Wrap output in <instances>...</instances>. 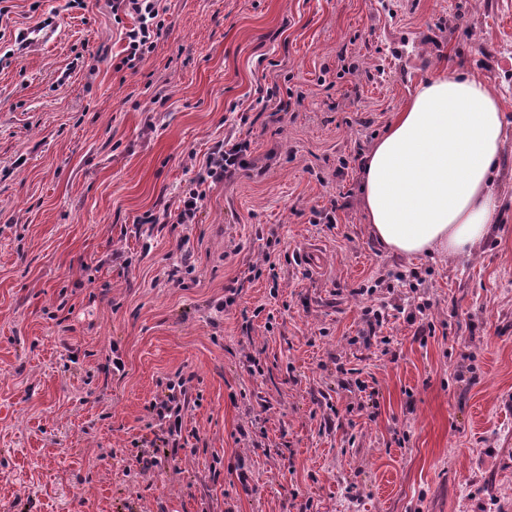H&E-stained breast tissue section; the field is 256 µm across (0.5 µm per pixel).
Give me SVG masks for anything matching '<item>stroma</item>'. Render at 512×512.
I'll use <instances>...</instances> for the list:
<instances>
[{"label":"stroma","mask_w":512,"mask_h":512,"mask_svg":"<svg viewBox=\"0 0 512 512\" xmlns=\"http://www.w3.org/2000/svg\"><path fill=\"white\" fill-rule=\"evenodd\" d=\"M64 3L0 0V512H512V0H165L123 76L105 0ZM451 68L503 101L501 219L466 257L395 254L361 161ZM230 137L250 166L196 223H138ZM181 378L184 445L139 466Z\"/></svg>","instance_id":"35a3bbf8"}]
</instances>
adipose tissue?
Wrapping results in <instances>:
<instances>
[{"mask_svg":"<svg viewBox=\"0 0 512 512\" xmlns=\"http://www.w3.org/2000/svg\"><path fill=\"white\" fill-rule=\"evenodd\" d=\"M504 133L501 102L479 78L421 81L362 160L364 207L381 245L469 255L497 219L491 185Z\"/></svg>","mask_w":512,"mask_h":512,"instance_id":"1","label":"adipose tissue"}]
</instances>
